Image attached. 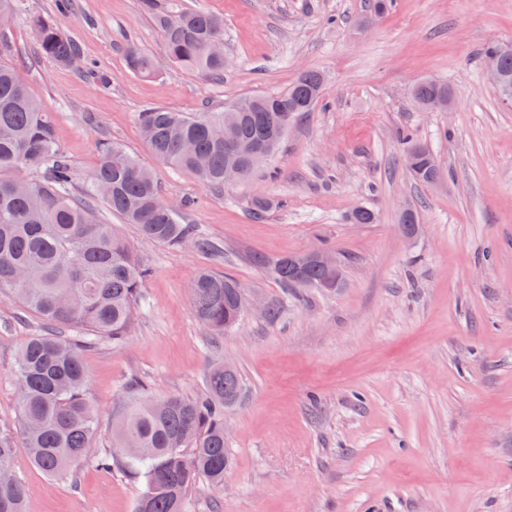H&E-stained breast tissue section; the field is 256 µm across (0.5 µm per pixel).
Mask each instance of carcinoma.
<instances>
[{
  "label": "carcinoma",
  "mask_w": 512,
  "mask_h": 512,
  "mask_svg": "<svg viewBox=\"0 0 512 512\" xmlns=\"http://www.w3.org/2000/svg\"><path fill=\"white\" fill-rule=\"evenodd\" d=\"M165 42L169 60L203 79L224 74V58L212 54V44L224 40V19L212 13L162 7L142 0ZM42 55L60 65L77 56L74 42L54 24L30 19ZM488 62L502 72L500 99L512 102V49L490 44ZM132 73L151 78L153 60L136 45L126 48ZM323 74L306 70L276 94L231 102L217 114L189 115L163 108L139 114L143 139L161 163L192 175L213 188L224 187L232 167L247 179L254 169L224 152L222 130L235 140L267 146L276 153L296 119L322 100ZM412 97L424 111L439 109L452 96L448 84L419 80ZM404 161L413 179L428 184L435 156L412 132L398 131ZM73 170L58 146L48 105L35 97L15 69L0 64V288H8L31 311L53 327L81 332L62 337L46 332L22 345L15 365L21 430L0 431V469L8 466L18 447L27 450L35 466L49 476L91 461L134 482L136 512H188L200 483L224 488L229 456L224 441V410L240 398L242 382L232 366L210 369L206 394L198 398L157 400L143 385L112 429V448L95 446L97 417L89 398L83 356L97 343L124 342L132 330L133 312L143 303L148 269L133 245L112 224L97 215L104 202L123 223L135 226L144 239L180 247L184 240L201 252L218 247L179 209L166 200L152 173L117 143H104L91 175L88 195L81 202L72 194ZM270 270L281 288H323L336 275L315 262L304 267L289 257H253ZM198 319L215 332L241 320L242 289L232 278L210 270L198 273L191 285ZM0 512H28L23 485L0 482Z\"/></svg>",
  "instance_id": "obj_1"
}]
</instances>
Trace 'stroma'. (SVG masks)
Here are the masks:
<instances>
[{"label":"stroma","mask_w":512,"mask_h":512,"mask_svg":"<svg viewBox=\"0 0 512 512\" xmlns=\"http://www.w3.org/2000/svg\"><path fill=\"white\" fill-rule=\"evenodd\" d=\"M224 18L233 65L206 80L172 64L141 0H21L0 39V62L53 113L76 188L102 143L152 169L166 199L220 248L205 254L141 238L105 204L100 217L136 247L150 273L129 339L84 356L98 447L142 384L157 398H195L209 362L239 372L224 414V488L199 485L189 512H512V104L490 79L484 48L512 41V0H394L374 27L355 22L371 0H176ZM77 43L67 67L41 55L31 16ZM137 45L156 62L146 79L125 61ZM306 69L324 73L322 103L291 127L280 151L236 187L216 190L157 162L138 114L152 107L220 112L280 92ZM448 83L454 107L425 112L412 85ZM435 154L444 183L415 181L396 132ZM277 201L265 222L253 198ZM419 208L421 229L400 230ZM372 209V224L351 218ZM325 248L343 263L333 293L285 298L253 254ZM234 278L252 305L217 334L196 317L201 269ZM275 305L276 318L264 314ZM43 321L0 290V430H16L18 347ZM29 512H134L137 487L91 463L50 477L26 450L10 462Z\"/></svg>","instance_id":"obj_1"}]
</instances>
